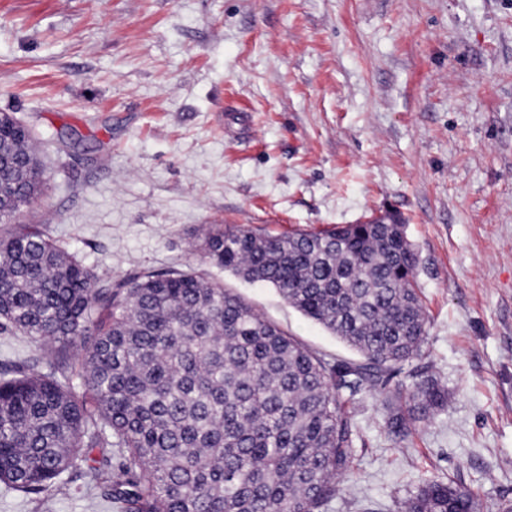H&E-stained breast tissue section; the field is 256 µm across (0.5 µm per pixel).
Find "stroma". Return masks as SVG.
Instances as JSON below:
<instances>
[{
	"instance_id": "1",
	"label": "stroma",
	"mask_w": 512,
	"mask_h": 512,
	"mask_svg": "<svg viewBox=\"0 0 512 512\" xmlns=\"http://www.w3.org/2000/svg\"><path fill=\"white\" fill-rule=\"evenodd\" d=\"M0 112L44 142L37 224L100 277L194 271L327 360L356 354L199 247L401 215L448 408L403 438L354 399L352 489L399 512L431 477L512 503V0H0ZM85 477L0 512H87Z\"/></svg>"
}]
</instances>
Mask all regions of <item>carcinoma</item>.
<instances>
[{
	"instance_id": "carcinoma-1",
	"label": "carcinoma",
	"mask_w": 512,
	"mask_h": 512,
	"mask_svg": "<svg viewBox=\"0 0 512 512\" xmlns=\"http://www.w3.org/2000/svg\"><path fill=\"white\" fill-rule=\"evenodd\" d=\"M39 141L0 112V211L39 198ZM215 265L265 283L361 356L330 363L241 296L193 272L112 283L31 225L0 235V333L37 355L0 375V485L41 495L81 473L119 512H321L354 459L347 404L378 392L394 434L447 407L421 356L416 254L396 213L271 234L212 225ZM84 351L81 369L70 352ZM433 479L401 512H478Z\"/></svg>"
}]
</instances>
